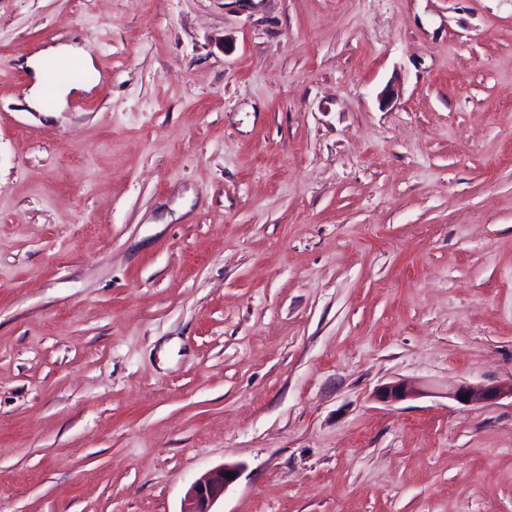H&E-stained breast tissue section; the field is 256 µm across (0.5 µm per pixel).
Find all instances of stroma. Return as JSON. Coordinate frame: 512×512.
I'll use <instances>...</instances> for the list:
<instances>
[{
    "label": "stroma",
    "instance_id": "35a3bbf8",
    "mask_svg": "<svg viewBox=\"0 0 512 512\" xmlns=\"http://www.w3.org/2000/svg\"><path fill=\"white\" fill-rule=\"evenodd\" d=\"M509 379L512 0H0V512H512ZM74 62L85 68L94 67V58L88 46L78 43L50 45L37 56L26 61L27 68L31 69L34 73V83L27 97V105L30 109L37 112H62L66 107L68 96L88 91L89 86L80 82L61 85L55 92L56 105L54 110L45 111L42 108L44 96L43 74L45 69L52 64H70ZM448 396L465 407L491 405L504 397L512 398V379L496 385L464 383L448 392ZM425 390L415 381L400 380L386 384L376 391V398L381 402L395 403L421 396ZM228 473H232V478L227 477ZM237 477L238 470L233 465H224L206 472L190 486L181 512H216L211 510L212 507Z\"/></svg>",
    "mask_w": 512,
    "mask_h": 512
}]
</instances>
